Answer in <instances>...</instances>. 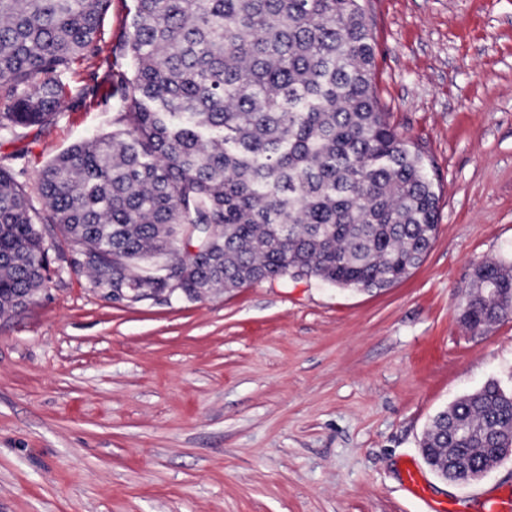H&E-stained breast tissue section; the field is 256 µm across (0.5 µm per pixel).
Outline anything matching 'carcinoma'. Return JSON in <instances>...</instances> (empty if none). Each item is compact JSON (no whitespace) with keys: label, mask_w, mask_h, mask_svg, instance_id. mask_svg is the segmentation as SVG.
Listing matches in <instances>:
<instances>
[{"label":"carcinoma","mask_w":512,"mask_h":512,"mask_svg":"<svg viewBox=\"0 0 512 512\" xmlns=\"http://www.w3.org/2000/svg\"><path fill=\"white\" fill-rule=\"evenodd\" d=\"M109 0H0V134L43 127L59 74L94 48ZM119 75L124 128L55 156L37 209L0 168V316L48 281L39 225L89 257L95 287L205 295L292 271L388 288L435 239L439 197L374 89L360 0H132ZM478 276L512 296V267ZM470 321L493 324L478 305ZM435 461L491 463L512 445V392L496 382L438 413Z\"/></svg>","instance_id":"obj_1"}]
</instances>
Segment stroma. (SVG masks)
<instances>
[{
	"label": "stroma",
	"instance_id": "35a3bbf8",
	"mask_svg": "<svg viewBox=\"0 0 512 512\" xmlns=\"http://www.w3.org/2000/svg\"><path fill=\"white\" fill-rule=\"evenodd\" d=\"M374 83L439 197L423 262L382 290L288 277L198 300L115 302L50 250L53 274L0 318V512H485L512 460L439 478L431 419L495 380L512 317L459 318L475 267L512 265V0H364ZM131 0H110L40 131L0 138L29 194L74 144L118 129ZM413 465L426 488L403 480Z\"/></svg>",
	"mask_w": 512,
	"mask_h": 512
}]
</instances>
